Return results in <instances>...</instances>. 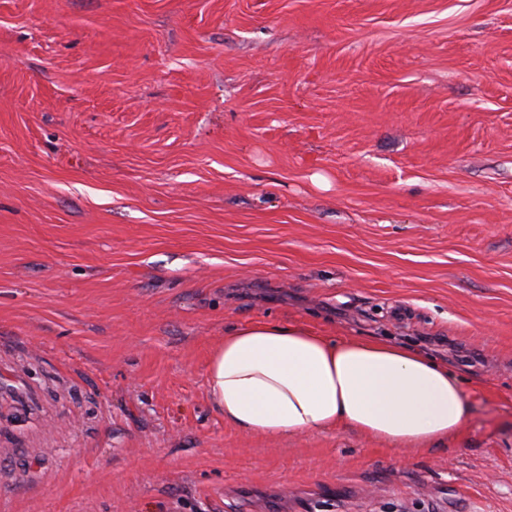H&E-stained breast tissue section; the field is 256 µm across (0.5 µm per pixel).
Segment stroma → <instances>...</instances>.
I'll return each instance as SVG.
<instances>
[{
  "label": "stroma",
  "mask_w": 512,
  "mask_h": 512,
  "mask_svg": "<svg viewBox=\"0 0 512 512\" xmlns=\"http://www.w3.org/2000/svg\"><path fill=\"white\" fill-rule=\"evenodd\" d=\"M258 320L465 428L237 430ZM0 512H512V0H0Z\"/></svg>",
  "instance_id": "stroma-1"
}]
</instances>
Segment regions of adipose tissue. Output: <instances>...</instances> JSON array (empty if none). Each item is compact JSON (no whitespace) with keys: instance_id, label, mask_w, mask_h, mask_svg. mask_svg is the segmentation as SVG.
Listing matches in <instances>:
<instances>
[{"instance_id":"adipose-tissue-1","label":"adipose tissue","mask_w":512,"mask_h":512,"mask_svg":"<svg viewBox=\"0 0 512 512\" xmlns=\"http://www.w3.org/2000/svg\"><path fill=\"white\" fill-rule=\"evenodd\" d=\"M207 384L225 423L276 437L356 430L393 448H429L465 426L469 406L447 367L406 347L340 340L255 321L224 332Z\"/></svg>"}]
</instances>
